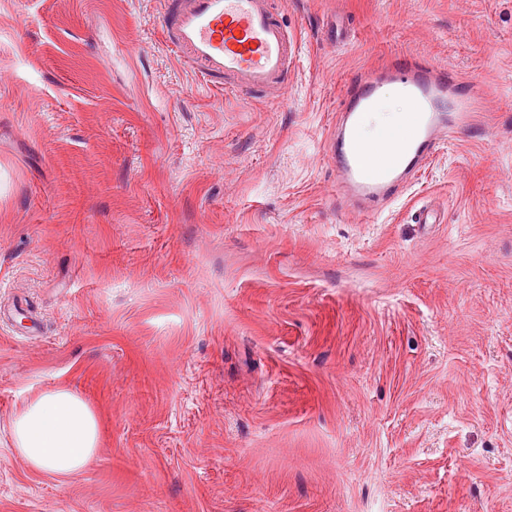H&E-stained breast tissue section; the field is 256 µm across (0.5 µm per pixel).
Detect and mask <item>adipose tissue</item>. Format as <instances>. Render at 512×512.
Here are the masks:
<instances>
[{"mask_svg": "<svg viewBox=\"0 0 512 512\" xmlns=\"http://www.w3.org/2000/svg\"><path fill=\"white\" fill-rule=\"evenodd\" d=\"M9 431L14 451L33 470L62 478L80 473L99 446L94 410L65 387L30 398L11 418Z\"/></svg>", "mask_w": 512, "mask_h": 512, "instance_id": "1", "label": "adipose tissue"}]
</instances>
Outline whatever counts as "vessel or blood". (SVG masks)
I'll return each instance as SVG.
<instances>
[{"label": "vessel or blood", "instance_id": "obj_1", "mask_svg": "<svg viewBox=\"0 0 512 512\" xmlns=\"http://www.w3.org/2000/svg\"><path fill=\"white\" fill-rule=\"evenodd\" d=\"M163 2L162 38L204 79L223 82L233 95L287 89L297 50L270 0ZM389 85L413 109L380 130L387 147L372 155L362 128ZM455 86L447 66L416 59L361 78L342 104L336 136V180L344 191L375 211L398 192L406 174L420 172L477 103L476 96H456Z\"/></svg>", "mask_w": 512, "mask_h": 512}]
</instances>
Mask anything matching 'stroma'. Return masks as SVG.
Returning a JSON list of instances; mask_svg holds the SVG:
<instances>
[{"label":"stroma","mask_w":512,"mask_h":512,"mask_svg":"<svg viewBox=\"0 0 512 512\" xmlns=\"http://www.w3.org/2000/svg\"><path fill=\"white\" fill-rule=\"evenodd\" d=\"M272 6L298 68L247 98L161 0H0V512H512V0ZM416 56L481 110L346 211L342 96ZM58 387L100 425L64 481L8 430Z\"/></svg>","instance_id":"stroma-1"}]
</instances>
